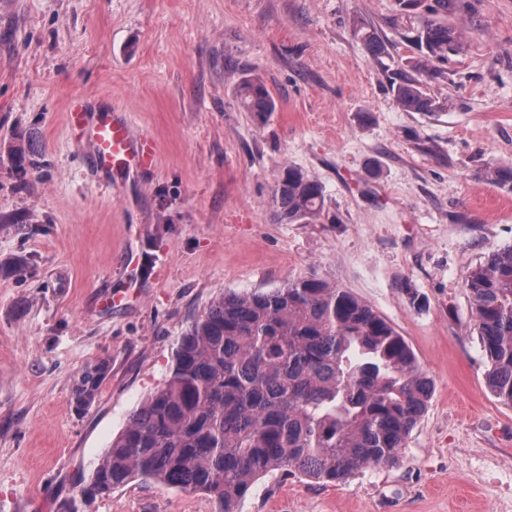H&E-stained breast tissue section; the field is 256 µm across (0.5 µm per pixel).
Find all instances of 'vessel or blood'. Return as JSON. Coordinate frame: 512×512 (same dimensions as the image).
I'll use <instances>...</instances> for the list:
<instances>
[{
	"instance_id": "obj_1",
	"label": "vessel or blood",
	"mask_w": 512,
	"mask_h": 512,
	"mask_svg": "<svg viewBox=\"0 0 512 512\" xmlns=\"http://www.w3.org/2000/svg\"><path fill=\"white\" fill-rule=\"evenodd\" d=\"M66 118L69 127L88 144L91 160L100 171L130 173L152 164L153 144L138 138L128 121L109 112L87 114L76 99L70 102Z\"/></svg>"
}]
</instances>
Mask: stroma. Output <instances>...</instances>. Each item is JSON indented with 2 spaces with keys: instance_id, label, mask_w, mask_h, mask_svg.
Wrapping results in <instances>:
<instances>
[{
  "instance_id": "35a3bbf8",
  "label": "stroma",
  "mask_w": 512,
  "mask_h": 512,
  "mask_svg": "<svg viewBox=\"0 0 512 512\" xmlns=\"http://www.w3.org/2000/svg\"><path fill=\"white\" fill-rule=\"evenodd\" d=\"M448 22L467 46L426 115L389 88L418 53L396 0H0V512H216L154 481L80 490L216 297L308 273L385 318L433 393L395 464L340 485L270 474L240 512H512V407L465 287L512 245V191L488 177L512 168V0H449ZM249 77L276 102L262 122L235 93ZM74 98L126 117L154 163L103 177L65 124ZM287 165L323 185L318 222L275 219ZM355 35L362 41L366 52L373 59H378L386 53V45L383 39L374 31L362 26L357 22L354 24ZM109 366L106 361H99L87 367L79 376L73 391L75 409L84 410L96 398L102 382L107 376Z\"/></svg>"
}]
</instances>
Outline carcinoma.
Segmentation results:
<instances>
[{
  "label": "carcinoma",
  "instance_id": "1",
  "mask_svg": "<svg viewBox=\"0 0 512 512\" xmlns=\"http://www.w3.org/2000/svg\"><path fill=\"white\" fill-rule=\"evenodd\" d=\"M425 12L419 55L390 89L403 111L432 114L441 104L425 84L466 38L440 18L448 0H433ZM354 27L369 56L386 53L375 31ZM236 94L260 119L276 110L258 79H242ZM271 194L280 223L323 216L324 187L294 165ZM466 288L488 387L512 406V245L475 267ZM108 370L99 361L81 373L76 410L95 400ZM431 392L406 341L348 288L310 274L268 291L226 294L182 336L168 380L130 416L81 494L108 495L141 477L205 491L218 512H239L254 482L270 473L345 483L363 468L396 463Z\"/></svg>",
  "mask_w": 512,
  "mask_h": 512
}]
</instances>
